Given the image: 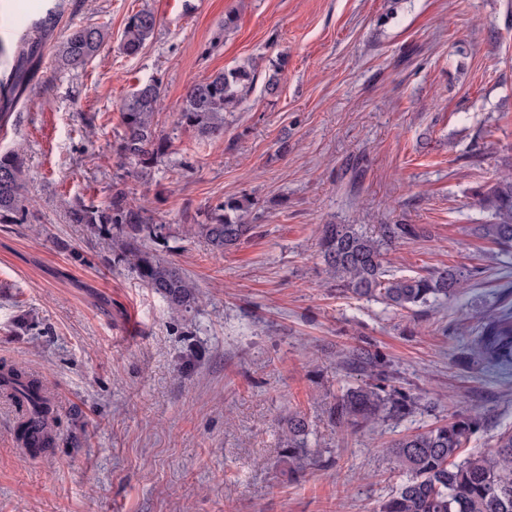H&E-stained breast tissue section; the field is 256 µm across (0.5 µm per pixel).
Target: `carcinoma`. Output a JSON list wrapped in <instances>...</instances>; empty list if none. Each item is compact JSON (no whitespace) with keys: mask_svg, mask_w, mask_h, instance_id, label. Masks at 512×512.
<instances>
[{"mask_svg":"<svg viewBox=\"0 0 512 512\" xmlns=\"http://www.w3.org/2000/svg\"><path fill=\"white\" fill-rule=\"evenodd\" d=\"M56 11L47 9L38 30L41 37L25 41L4 86L10 95L23 94L40 55L42 37L53 32ZM155 14L141 9L125 25L122 49L138 54L153 36ZM106 31L102 25L73 24L56 45V59L63 68L85 66L100 52ZM286 61L272 65L264 84L269 95L278 93ZM258 64L249 60L218 71L189 85L176 124L196 130L202 138L224 135V113L234 112L253 90ZM160 84L149 79L140 84L120 107L123 134L115 145L117 155L134 165L135 173L148 176L170 149V139L157 130ZM24 162L21 154L0 153V224H25ZM132 191L123 178L109 187L105 200L75 201L68 208L71 224H84L112 245L113 264H123L141 284L166 301L170 310L191 321L199 295L197 285L172 261L157 253L167 242V225L158 224L131 201ZM478 202L492 211L493 222L480 225V234L497 244H512V173L477 191ZM256 202L247 196L228 197L196 213L192 228L212 252L222 256L247 238L254 225L246 223ZM416 224H382L374 238L355 224H324L319 248L327 271L343 290L374 298L403 310L430 306L456 296L464 274L455 268L427 275L388 278L383 250L399 241L423 237ZM469 354L486 362L512 364V315L496 316L481 326ZM345 364L369 380L350 386L336 396L329 417L339 426L361 428L379 420H401L412 414L418 399L394 384L387 358L371 346L358 345L345 354ZM0 389L26 408L29 422L43 433L33 444L37 450L54 444V416L47 389L24 369L0 370ZM480 427L478 418L460 411L449 421L427 431L404 437L387 448L398 470L406 474L397 490L383 500L379 512H512V432L499 435L495 446L460 460L463 446ZM308 423L288 418L283 438V458L288 473L296 476L318 460L307 448Z\"/></svg>","mask_w":512,"mask_h":512,"instance_id":"carcinoma-1","label":"carcinoma"}]
</instances>
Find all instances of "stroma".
Returning <instances> with one entry per match:
<instances>
[{"instance_id":"stroma-1","label":"stroma","mask_w":512,"mask_h":512,"mask_svg":"<svg viewBox=\"0 0 512 512\" xmlns=\"http://www.w3.org/2000/svg\"><path fill=\"white\" fill-rule=\"evenodd\" d=\"M105 26L96 59L55 63L0 122V151L25 161L29 220L0 224V364L54 397L55 443L26 456L0 401V512H375L406 476L386 454L403 436L477 414L464 454L512 430V367L470 356L477 325L512 311V249L481 238L479 187L512 167V0H0V75L30 19ZM152 10L143 50L127 18ZM237 11L225 31L224 16ZM288 61L224 117L223 136L177 126L187 87L246 59ZM162 81L171 150L148 181L112 150L120 104ZM125 178L169 225L160 253L196 283L192 322L113 264L110 241L69 223L70 201ZM249 195L252 234L217 258L191 218ZM417 224L388 250L389 276L480 269L457 296L404 311L340 292L318 247L324 224ZM368 344L420 406L400 422L331 423L360 375L338 351ZM300 414L318 465L289 477L282 426ZM157 25L155 14L141 9L131 15L125 25L122 49L128 56L137 55L153 36Z\"/></svg>"}]
</instances>
